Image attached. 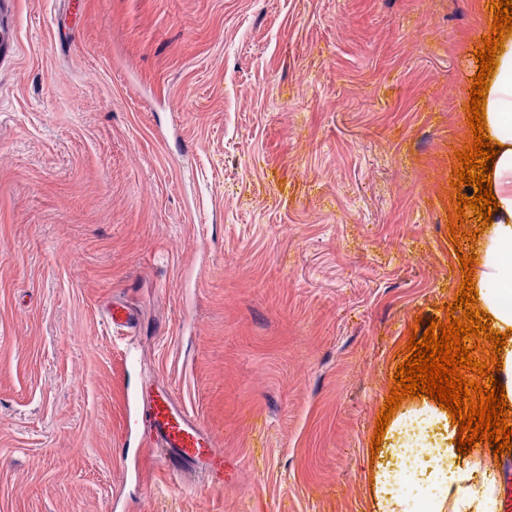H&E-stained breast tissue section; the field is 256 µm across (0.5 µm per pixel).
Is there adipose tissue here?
<instances>
[{"mask_svg": "<svg viewBox=\"0 0 512 512\" xmlns=\"http://www.w3.org/2000/svg\"><path fill=\"white\" fill-rule=\"evenodd\" d=\"M496 60L484 102L485 128L499 147L489 164L496 210L471 251L476 306L507 336L495 378L512 407V32ZM458 431L447 410L425 399L396 414L370 469L373 512H503L500 459L459 453Z\"/></svg>", "mask_w": 512, "mask_h": 512, "instance_id": "ef3b65f1", "label": "adipose tissue"}]
</instances>
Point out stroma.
<instances>
[{"mask_svg": "<svg viewBox=\"0 0 512 512\" xmlns=\"http://www.w3.org/2000/svg\"><path fill=\"white\" fill-rule=\"evenodd\" d=\"M490 0H17L0 68V512H371L445 319ZM131 306L134 328L106 320ZM169 389L224 484L143 461Z\"/></svg>", "mask_w": 512, "mask_h": 512, "instance_id": "35a3bbf8", "label": "stroma"}]
</instances>
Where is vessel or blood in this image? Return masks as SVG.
<instances>
[{
	"label": "vessel or blood",
	"instance_id": "b4317fda",
	"mask_svg": "<svg viewBox=\"0 0 512 512\" xmlns=\"http://www.w3.org/2000/svg\"><path fill=\"white\" fill-rule=\"evenodd\" d=\"M9 5L10 0H0V66L16 56L12 30L4 20ZM141 405L146 443L164 449L156 460L161 471L173 475L195 464L207 483H223V454L214 449L196 420L174 404L168 391L142 396Z\"/></svg>",
	"mask_w": 512,
	"mask_h": 512
}]
</instances>
